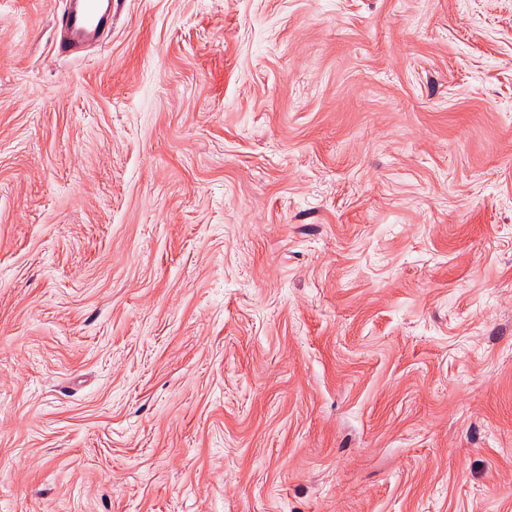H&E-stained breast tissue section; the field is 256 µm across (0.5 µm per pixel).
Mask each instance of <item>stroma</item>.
I'll list each match as a JSON object with an SVG mask.
<instances>
[{
  "label": "stroma",
  "mask_w": 512,
  "mask_h": 512,
  "mask_svg": "<svg viewBox=\"0 0 512 512\" xmlns=\"http://www.w3.org/2000/svg\"><path fill=\"white\" fill-rule=\"evenodd\" d=\"M0 0V512H512V0ZM67 3L58 23L60 36L57 51L62 56H69L76 51V44L69 37L70 34L77 38L93 36L111 20L110 13L102 11L94 0H69Z\"/></svg>",
  "instance_id": "1"
}]
</instances>
